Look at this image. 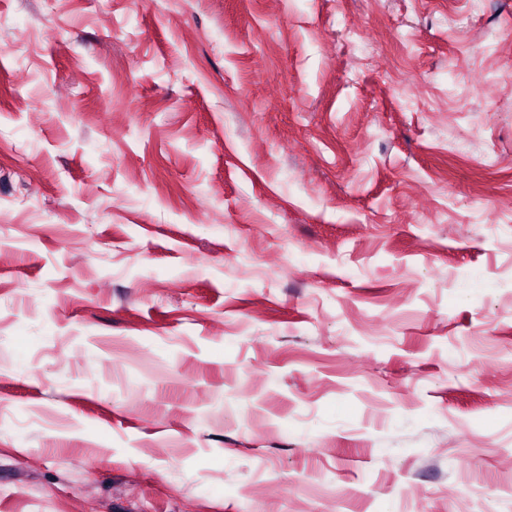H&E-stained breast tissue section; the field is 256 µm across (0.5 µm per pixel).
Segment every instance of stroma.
<instances>
[{
  "label": "stroma",
  "mask_w": 512,
  "mask_h": 512,
  "mask_svg": "<svg viewBox=\"0 0 512 512\" xmlns=\"http://www.w3.org/2000/svg\"><path fill=\"white\" fill-rule=\"evenodd\" d=\"M0 246V512H512V0H0Z\"/></svg>",
  "instance_id": "stroma-1"
}]
</instances>
